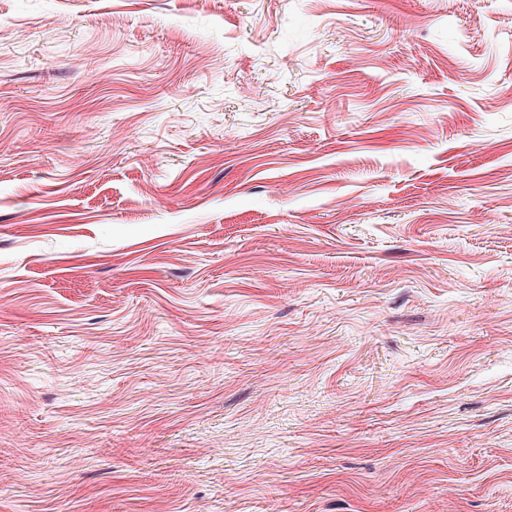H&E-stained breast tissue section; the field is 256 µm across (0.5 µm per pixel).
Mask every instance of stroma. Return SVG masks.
Instances as JSON below:
<instances>
[{"mask_svg":"<svg viewBox=\"0 0 512 512\" xmlns=\"http://www.w3.org/2000/svg\"><path fill=\"white\" fill-rule=\"evenodd\" d=\"M0 512H512V0H0Z\"/></svg>","mask_w":512,"mask_h":512,"instance_id":"obj_1","label":"stroma"}]
</instances>
